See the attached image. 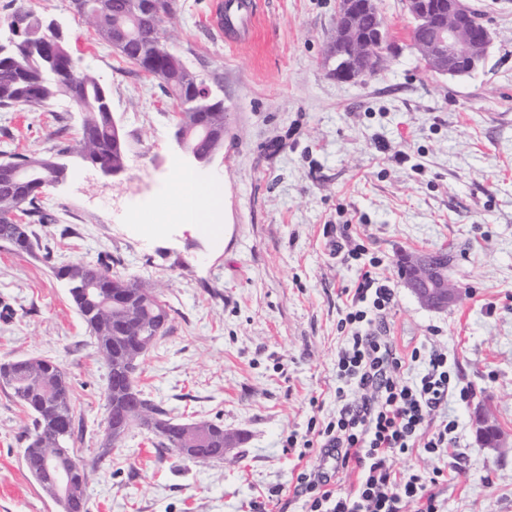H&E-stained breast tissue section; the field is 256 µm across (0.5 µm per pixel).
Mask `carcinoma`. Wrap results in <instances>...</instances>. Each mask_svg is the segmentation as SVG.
<instances>
[{
    "mask_svg": "<svg viewBox=\"0 0 512 512\" xmlns=\"http://www.w3.org/2000/svg\"><path fill=\"white\" fill-rule=\"evenodd\" d=\"M174 0H159L158 8L146 17L137 34L124 41L120 54L138 68L146 53L162 55L159 69L165 70L158 82L160 88L173 94L189 95L185 85L188 68L184 62L167 67L168 49L159 33H168L167 18L173 11ZM135 0H103L102 7L86 21L94 28L99 43L110 47L119 37L114 21L133 12ZM6 33L0 36V108L17 106L41 107L64 96L81 114V136L77 153L90 163L125 166L126 152L117 144L112 131V111L109 92L91 71L67 50L64 33L53 30L47 15L23 5L0 20ZM178 129L190 135L197 151L206 152L209 142L195 137L192 126L195 113L178 100ZM224 107L213 104L204 108L205 120L213 129L224 130ZM70 148L61 147L55 154L11 152L27 169L44 177L68 174L61 156ZM21 213L26 224H10L8 216ZM48 214L40 204V193L26 182L14 181L6 171L0 173V244L18 255H31L40 248L32 225L45 224ZM73 274L66 280L71 300L94 339L96 352L107 368L104 396L108 407L105 417L109 434L103 438L100 456L109 454L115 444L126 438L134 425L150 432L158 448L172 450L198 463L224 460V426L211 421L199 425L209 429L203 445L186 450L178 420L146 395L137 384L141 359L153 345L166 335L170 323V308L161 300L160 292L137 278H118L113 282L112 260L99 258L65 266ZM97 283L106 298L97 310L85 308L84 289ZM8 373L16 381L9 388L12 397L32 417V430L23 450L26 470L46 493L51 494V477L45 465L48 449L54 439L63 446L73 441L74 404L69 377L59 362L52 359L17 358L0 364V377ZM72 481L78 492L60 504L62 512H89L87 474L84 464L74 469Z\"/></svg>",
    "mask_w": 512,
    "mask_h": 512,
    "instance_id": "cac0c4a2",
    "label": "carcinoma"
}]
</instances>
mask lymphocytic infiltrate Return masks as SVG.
<instances>
[{"instance_id": "f902f5d3", "label": "lymphocytic infiltrate", "mask_w": 512, "mask_h": 512, "mask_svg": "<svg viewBox=\"0 0 512 512\" xmlns=\"http://www.w3.org/2000/svg\"><path fill=\"white\" fill-rule=\"evenodd\" d=\"M393 303V289L373 269H364L344 318L350 336L336 356V375L344 382L336 390L340 409L316 439L303 443L307 450L316 445L335 450L337 470L356 467L358 482L342 494L331 488L326 473L303 469L293 493L307 497L309 512H402L407 503L416 512H442L426 477L393 473L389 461L417 448L431 456L447 453L456 426L432 420L448 403V354L399 349L386 324ZM416 363L420 371L405 379V368Z\"/></svg>"}]
</instances>
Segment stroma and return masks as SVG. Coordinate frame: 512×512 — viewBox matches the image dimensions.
I'll use <instances>...</instances> for the list:
<instances>
[{
	"label": "stroma",
	"mask_w": 512,
	"mask_h": 512,
	"mask_svg": "<svg viewBox=\"0 0 512 512\" xmlns=\"http://www.w3.org/2000/svg\"><path fill=\"white\" fill-rule=\"evenodd\" d=\"M25 2L61 22L72 55L109 90L127 145L115 177L66 154V181L42 198L51 261L0 247V363L42 357L66 371L90 512H249L276 491L274 512H306L293 487L316 457L299 460L287 440L338 412L344 291L374 257L395 292L387 323L399 348L447 351L454 387L437 418L458 424L447 455L397 456L393 469L440 468L444 512H512V0H470L495 41L482 68L453 80L419 64L404 0H380L387 61L358 81L329 73L336 0H250L255 34L234 45L206 28L212 0H177L168 45L227 112L207 166L178 146L173 98L99 44L69 0ZM80 124L63 98L0 111V151L53 152ZM185 168L223 182L220 232L136 224ZM423 250L447 254L458 304L432 310L406 288L399 261ZM105 254L113 274L154 285L171 309L139 365L143 390L171 416L241 434L236 457L198 465L135 427L99 458L107 371L53 268ZM484 411L505 447L478 442ZM30 427L0 388V512H59L23 464Z\"/></svg>",
	"instance_id": "stroma-1"
}]
</instances>
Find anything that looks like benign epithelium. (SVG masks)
<instances>
[{"label": "benign epithelium", "instance_id": "benign-epithelium-1", "mask_svg": "<svg viewBox=\"0 0 512 512\" xmlns=\"http://www.w3.org/2000/svg\"><path fill=\"white\" fill-rule=\"evenodd\" d=\"M406 10L416 20L412 43L432 71L448 77L470 75L486 62L493 36L478 21L469 0H405ZM379 17L376 0H338L336 26L327 45L328 59L335 62L331 74L352 81L368 70L380 69L387 50L381 25L368 30L360 27L363 15ZM177 142L200 164L209 163L223 137H218L209 151L200 154L182 139ZM415 275L406 287L416 300L430 309H445L461 298V290L448 280L447 261L434 255L411 258ZM476 436L485 448L502 444L500 431L482 417L476 419Z\"/></svg>", "mask_w": 512, "mask_h": 512}]
</instances>
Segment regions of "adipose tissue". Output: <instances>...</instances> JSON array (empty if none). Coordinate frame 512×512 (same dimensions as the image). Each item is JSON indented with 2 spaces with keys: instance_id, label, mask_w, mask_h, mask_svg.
Wrapping results in <instances>:
<instances>
[{
  "instance_id": "obj_1",
  "label": "adipose tissue",
  "mask_w": 512,
  "mask_h": 512,
  "mask_svg": "<svg viewBox=\"0 0 512 512\" xmlns=\"http://www.w3.org/2000/svg\"><path fill=\"white\" fill-rule=\"evenodd\" d=\"M221 184L203 183L190 172L180 173L168 205L191 230L214 228V215L223 199Z\"/></svg>"
}]
</instances>
